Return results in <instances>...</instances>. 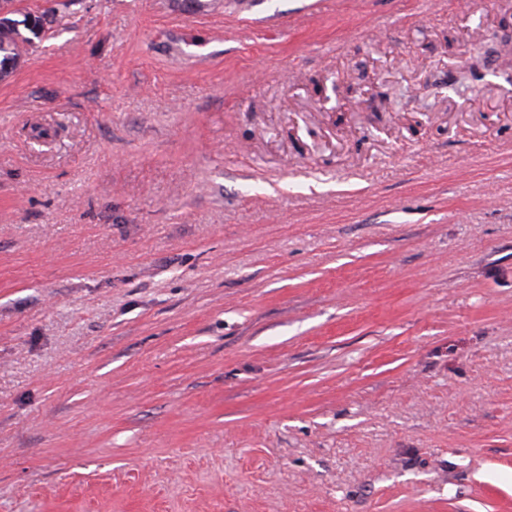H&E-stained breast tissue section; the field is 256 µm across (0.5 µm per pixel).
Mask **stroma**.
I'll list each match as a JSON object with an SVG mask.
<instances>
[{"label": "stroma", "mask_w": 512, "mask_h": 512, "mask_svg": "<svg viewBox=\"0 0 512 512\" xmlns=\"http://www.w3.org/2000/svg\"><path fill=\"white\" fill-rule=\"evenodd\" d=\"M207 2L0 80V512H512V0Z\"/></svg>", "instance_id": "obj_1"}]
</instances>
